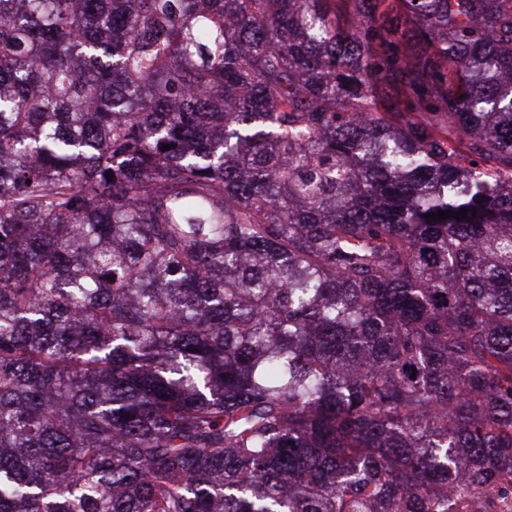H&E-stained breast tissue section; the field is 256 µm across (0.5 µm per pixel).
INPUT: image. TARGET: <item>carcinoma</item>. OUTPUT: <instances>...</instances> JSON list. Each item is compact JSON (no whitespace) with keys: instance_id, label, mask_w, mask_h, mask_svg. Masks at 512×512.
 <instances>
[{"instance_id":"obj_1","label":"carcinoma","mask_w":512,"mask_h":512,"mask_svg":"<svg viewBox=\"0 0 512 512\" xmlns=\"http://www.w3.org/2000/svg\"><path fill=\"white\" fill-rule=\"evenodd\" d=\"M508 481L512 0H0V512Z\"/></svg>"}]
</instances>
